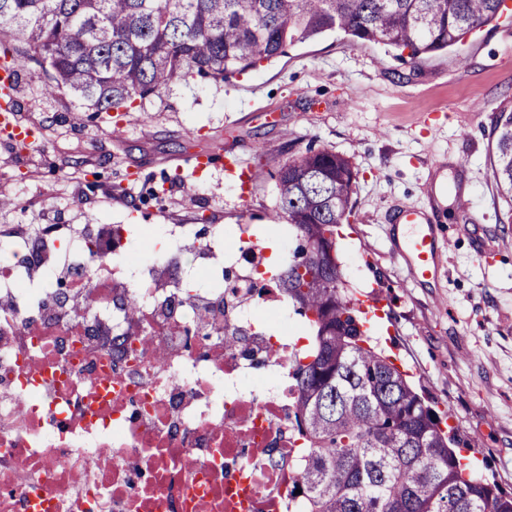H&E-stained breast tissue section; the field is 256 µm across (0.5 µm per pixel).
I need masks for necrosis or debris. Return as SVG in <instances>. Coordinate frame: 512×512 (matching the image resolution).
<instances>
[{"label": "necrosis or debris", "instance_id": "necrosis-or-debris-1", "mask_svg": "<svg viewBox=\"0 0 512 512\" xmlns=\"http://www.w3.org/2000/svg\"><path fill=\"white\" fill-rule=\"evenodd\" d=\"M163 249L130 261L91 235L54 254L0 240V512H293L302 486L291 361L300 343L274 288L224 305L267 263L248 235L197 241L164 225ZM72 278L112 281L59 320L52 255ZM246 330L227 349L225 327ZM262 362L264 377L253 365Z\"/></svg>", "mask_w": 512, "mask_h": 512}]
</instances>
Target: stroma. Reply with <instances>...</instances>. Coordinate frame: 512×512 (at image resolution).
<instances>
[{"label": "stroma", "mask_w": 512, "mask_h": 512, "mask_svg": "<svg viewBox=\"0 0 512 512\" xmlns=\"http://www.w3.org/2000/svg\"><path fill=\"white\" fill-rule=\"evenodd\" d=\"M15 122L36 127L20 146L0 131V224H168L269 228L273 174L306 149L349 158L357 172L352 213L338 247L349 294L385 300L374 340L413 377L426 404L451 413L467 457L512 493V224L491 178L492 135L512 100V22L485 26L459 53L416 62L339 34L215 84L179 82L137 102L112 134L69 96L44 97L41 80L18 78ZM234 153L264 171L247 190L224 172ZM214 162L195 171L192 155ZM449 172L467 209H437L426 183ZM410 206L441 219L451 238L435 280L407 277L388 237Z\"/></svg>", "instance_id": "35a3bbf8"}]
</instances>
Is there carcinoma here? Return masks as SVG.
<instances>
[{"mask_svg":"<svg viewBox=\"0 0 512 512\" xmlns=\"http://www.w3.org/2000/svg\"><path fill=\"white\" fill-rule=\"evenodd\" d=\"M504 0H0V69L36 63L48 96L129 112L177 81L215 83L326 33L382 43L415 61L502 17ZM491 177L512 223V104L494 126ZM349 159L306 149L279 165L268 218L288 223L269 282L309 345L293 358L305 497L297 512H512V494L467 472L450 436L346 292L338 228L352 211Z\"/></svg>","mask_w":512,"mask_h":512,"instance_id":"1","label":"carcinoma"}]
</instances>
